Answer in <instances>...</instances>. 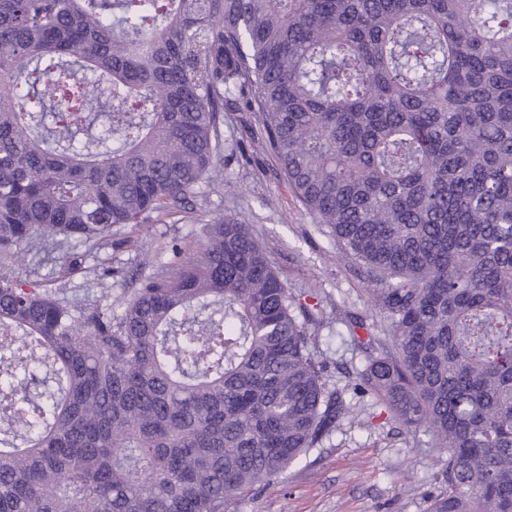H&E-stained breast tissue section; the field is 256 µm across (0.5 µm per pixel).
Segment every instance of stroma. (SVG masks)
Listing matches in <instances>:
<instances>
[{
    "label": "stroma",
    "instance_id": "1",
    "mask_svg": "<svg viewBox=\"0 0 512 512\" xmlns=\"http://www.w3.org/2000/svg\"><path fill=\"white\" fill-rule=\"evenodd\" d=\"M224 177L195 187L185 212L150 214L140 226H120L100 248L33 242L21 275L58 288L75 301L116 299L168 265L171 247H196L201 229L218 215L245 220L290 292L318 293L326 318L315 329L317 353L330 387L345 389L362 353L343 319L368 313V286L356 267L336 260V241L295 196L262 139L257 112L224 114ZM79 269L62 276L63 265ZM443 451L423 433L385 420L374 399L350 401L334 431L270 484L232 501L226 512H429L439 491Z\"/></svg>",
    "mask_w": 512,
    "mask_h": 512
}]
</instances>
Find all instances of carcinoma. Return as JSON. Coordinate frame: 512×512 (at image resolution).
Here are the masks:
<instances>
[{"mask_svg":"<svg viewBox=\"0 0 512 512\" xmlns=\"http://www.w3.org/2000/svg\"><path fill=\"white\" fill-rule=\"evenodd\" d=\"M233 96L365 271L351 389L445 449L429 512H512V0H0V512H224L345 414L239 218L118 313L18 272L185 205Z\"/></svg>","mask_w":512,"mask_h":512,"instance_id":"carcinoma-1","label":"carcinoma"}]
</instances>
